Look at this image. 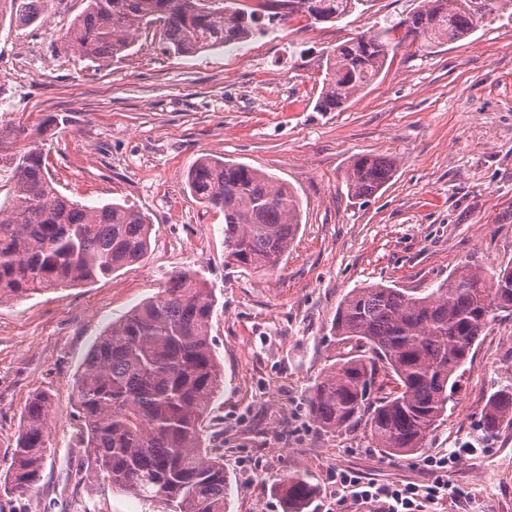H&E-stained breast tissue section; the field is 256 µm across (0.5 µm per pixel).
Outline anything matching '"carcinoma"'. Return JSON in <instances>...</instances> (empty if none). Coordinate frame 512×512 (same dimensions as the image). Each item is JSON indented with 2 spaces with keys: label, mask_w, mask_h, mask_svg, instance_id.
I'll return each mask as SVG.
<instances>
[{
  "label": "carcinoma",
  "mask_w": 512,
  "mask_h": 512,
  "mask_svg": "<svg viewBox=\"0 0 512 512\" xmlns=\"http://www.w3.org/2000/svg\"><path fill=\"white\" fill-rule=\"evenodd\" d=\"M362 0H316L327 16L344 17ZM512 0H424L412 16L371 28L326 54L320 112H334L378 78L391 54L410 41L422 48L463 40ZM50 0H0V22L46 21ZM159 25L177 54L244 42L256 14L232 0H85L67 44L92 62L126 51L141 29ZM396 159L362 155L347 176L356 198L378 193ZM10 172L0 201V304L113 273L144 258L151 224L120 203L82 205L55 186L42 151L0 158ZM190 195L224 213L226 263L275 268L301 224V203L288 184L244 163L205 155L184 175ZM215 295L201 273L173 272L157 298L112 323L94 345L73 389L88 478L109 482L162 512H226L224 454L206 447L210 407L224 384L211 320ZM512 312V268L482 272L465 263L429 292L415 296L381 283L350 291L332 330L364 353L340 360L309 389V410L322 431L365 420L378 448L414 455L448 410L458 372L497 313ZM395 388L371 399L379 375ZM53 403L28 401L4 486L35 489L50 454ZM512 422V383L495 391L483 416L494 431ZM285 512H305L317 486L292 473L276 486Z\"/></svg>",
  "instance_id": "1"
}]
</instances>
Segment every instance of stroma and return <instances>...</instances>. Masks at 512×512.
I'll return each instance as SVG.
<instances>
[{
  "label": "stroma",
  "mask_w": 512,
  "mask_h": 512,
  "mask_svg": "<svg viewBox=\"0 0 512 512\" xmlns=\"http://www.w3.org/2000/svg\"><path fill=\"white\" fill-rule=\"evenodd\" d=\"M423 0H366L327 22L296 13L264 22L245 43L170 54L160 28L95 63L66 47L83 0H52L45 23L0 26V154L36 145L72 200L117 202L152 224L145 258L109 277L0 305V476L29 399L53 397L52 450L33 493L0 490V512H150L88 481L77 443L73 382L112 321L201 271L217 303L211 336L224 386L209 445L224 451L226 512H284L275 483L305 473L308 512H381L341 499L336 474L384 484L433 479L429 459L465 449L448 471L462 497L428 512H512V424L482 426L492 393L512 382V314L480 336L448 411L420 452L388 455L365 423L316 428L309 389L349 355L331 326L344 297L381 283L409 294L460 264L512 266V8L469 39L403 45L341 110L315 108L329 48L412 15ZM204 155L242 162L290 184L302 224L265 273L226 265L224 216L184 190ZM392 155L395 178L368 199L348 193L354 157Z\"/></svg>",
  "instance_id": "35a3bbf8"
}]
</instances>
